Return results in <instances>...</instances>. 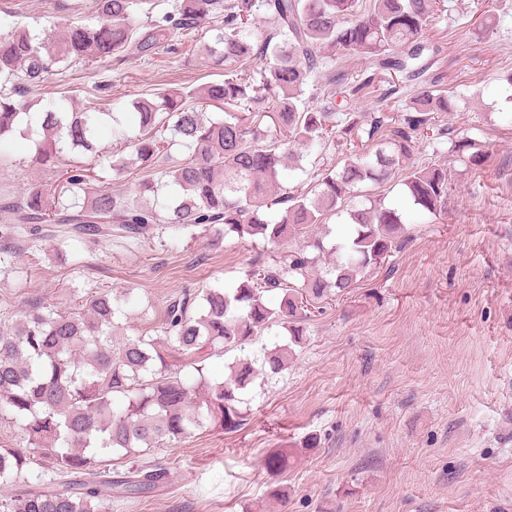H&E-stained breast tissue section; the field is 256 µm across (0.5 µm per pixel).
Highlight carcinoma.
<instances>
[{"label": "carcinoma", "mask_w": 512, "mask_h": 512, "mask_svg": "<svg viewBox=\"0 0 512 512\" xmlns=\"http://www.w3.org/2000/svg\"><path fill=\"white\" fill-rule=\"evenodd\" d=\"M95 17L59 35L33 34L0 26V143L16 131L23 104L17 89L39 86L52 66H92L122 58L133 50L152 59L171 46L174 33H211L199 41V65L224 66V79L210 82L199 99L224 115L204 118L191 103V92H162L130 101L138 118L135 135L112 125L115 141L130 160L109 162L122 174L129 162L146 172L140 191L146 202L93 186V169L71 164L59 179L32 187L19 203H10L13 219L0 225V238L23 232L40 243L38 250L58 252L64 241L42 228L55 225L63 237L112 246V225L133 242L153 228L193 238L208 233L212 241L236 236L258 239L271 248L295 246L279 274L254 261L245 277L227 288L203 291L202 307L193 311L186 298L172 302L158 336L117 333L125 298L110 291L85 299L80 311H61L31 303L20 318L0 332V420L21 429L26 446H0V512H107L112 496L143 494L165 477L159 469L132 466L112 477L97 464L101 454L136 457L139 448L179 441L202 427L238 430L245 414L242 395L254 382V361L239 357L219 381L208 376L206 361L244 350L273 324L291 335V344L262 348L261 370L279 374L288 368L291 345L302 340L306 304L325 296H343L355 288L364 269L386 261L408 232L406 210L385 204L362 190L365 183L396 181L409 207L437 215L445 209L448 170L411 161L416 136L430 127L431 114L451 112L456 93L422 87L405 104L398 126L388 117L372 118L367 130L378 140L342 168L326 167L312 190H282L280 179L290 162L304 155L324 159L336 137V98L362 95L375 79L352 74L330 79L326 105H306L305 88L317 65L328 57L357 52L375 68L413 81L430 63L424 52L433 20V0H175L172 10L153 14L151 0H94ZM143 17L141 25L135 16ZM269 30L254 38L258 16ZM261 64L259 76L239 66ZM270 114L276 136L260 129ZM112 112L68 111L55 103L37 121L47 137L35 161L55 166L70 153L98 154L96 137ZM178 146L185 157L171 163ZM179 188L162 196L164 186ZM277 212H272L273 207ZM347 214L345 238L325 246L308 242L311 231ZM333 257L323 274L314 272L321 257ZM281 291L276 307L266 295ZM191 367L195 382L181 372ZM124 400L113 408V399ZM292 453L281 450L264 459L271 472H283ZM35 465L53 473L27 489L16 484ZM77 474L76 483L57 480Z\"/></svg>", "instance_id": "cac0c4a2"}]
</instances>
